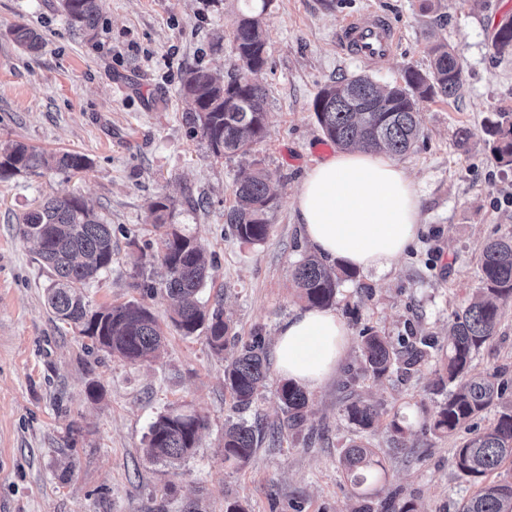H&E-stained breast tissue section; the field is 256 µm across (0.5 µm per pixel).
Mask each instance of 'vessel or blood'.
<instances>
[{
  "label": "vessel or blood",
  "instance_id": "b4317fda",
  "mask_svg": "<svg viewBox=\"0 0 512 512\" xmlns=\"http://www.w3.org/2000/svg\"><path fill=\"white\" fill-rule=\"evenodd\" d=\"M402 37L401 28L387 15L368 8L342 21L337 43L347 55L379 65L395 56Z\"/></svg>",
  "mask_w": 512,
  "mask_h": 512
}]
</instances>
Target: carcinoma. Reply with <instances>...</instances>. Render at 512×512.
Masks as SVG:
<instances>
[{"label": "carcinoma", "instance_id": "1", "mask_svg": "<svg viewBox=\"0 0 512 512\" xmlns=\"http://www.w3.org/2000/svg\"><path fill=\"white\" fill-rule=\"evenodd\" d=\"M271 0H244L233 24L238 74L224 82L205 67L187 70L181 80V96L190 104L187 123L190 134L207 142L216 157L247 153L267 134L266 96L254 76L266 64L264 15ZM71 24L90 35L101 20V0H61ZM11 34L20 46L35 53L40 34L16 26ZM494 48L512 54V19L494 34ZM430 64L423 71L414 66L403 70L402 81L381 86L368 76H355L323 87L314 99V112L327 140L338 148L372 149L388 155L407 153L419 138L417 103L435 98L451 99L462 87V68L455 50L444 42L431 45ZM486 134L494 138L499 162L512 166V109H500L484 121ZM89 161L78 152L46 155L22 143L0 151V176L38 169L73 174L85 170ZM278 190L258 167L240 172L235 204L224 214L238 239L249 245L264 243L271 232L269 213L277 204ZM160 226L165 228L158 259L166 269L164 291L173 303L171 322L183 335L203 329L209 346L217 353L227 349L229 323L221 304L208 309L198 298L209 274L203 250L195 239L167 223L172 200L151 202ZM24 242L51 270L52 283L46 302L53 313L80 330L106 351L130 362H151L163 348V332L157 317L144 305L129 301L94 309L85 301L82 288L112 264V231L79 196L54 197L19 219ZM481 287L455 315L444 353L448 383L469 373L473 356L493 339L502 315L501 305L512 302V236L487 243L480 255ZM299 297L310 307H325L336 299L339 272L316 255L303 257L293 270ZM425 341L410 344L397 355L384 336H365L361 345L360 371L375 378L384 376L397 359L404 369L420 361ZM224 385L235 407L248 408L267 378L264 339L260 336L224 357ZM502 396L495 376H472L450 391L435 410L430 428L451 433L488 409ZM284 414L280 429L300 432L307 421V392L290 381L278 386ZM348 420L362 430L372 429L379 413L361 397L348 403ZM204 420L181 407H171L151 424L146 455L174 466L186 460L195 448ZM261 424L230 422L224 429V463L247 465L262 440ZM374 449L351 445L342 463L353 490H358L377 471ZM463 474L481 480L461 512H512V481H487L485 477L512 461V407L498 412L493 424L473 434L455 454Z\"/></svg>", "mask_w": 512, "mask_h": 512}]
</instances>
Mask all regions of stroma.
Segmentation results:
<instances>
[{
    "label": "stroma",
    "instance_id": "stroma-1",
    "mask_svg": "<svg viewBox=\"0 0 512 512\" xmlns=\"http://www.w3.org/2000/svg\"><path fill=\"white\" fill-rule=\"evenodd\" d=\"M59 0H0V146L25 143L46 152L77 151L90 161L71 177L56 170L0 178V512H387L389 499L416 512H458L478 489L456 467L455 452L472 430L490 426L486 411L448 436L427 420L446 399L441 349L448 323L481 286L485 244L512 235V167L498 163L483 119L512 109V54L495 53V27L512 17V0H272L265 16L267 63L257 81L267 94L268 132L245 156L212 155L191 137L179 94L183 73L201 65L229 78L237 71L233 22L242 0H102L97 35L69 24ZM373 7L404 39L395 57L375 66L338 46L342 20ZM18 25L42 37L39 52L13 40ZM460 57L457 98L417 105L421 135L398 162L421 198L416 242L384 274L343 279L333 310L352 347L335 378L309 391L302 432L264 438L251 464L225 467L224 424L272 426L282 416L271 370L250 409L239 413L224 386V359L203 333L171 323L154 258L162 231L149 209L159 195L174 203L172 222L206 248L212 266L202 300H220L231 335L273 344L279 325L304 309L291 271L310 248L291 202L322 157L325 136L313 102L325 85L356 75L385 85L406 66L427 69L432 43ZM469 129L458 144V129ZM263 168L279 189L263 244L240 242L224 222L238 173ZM82 196L112 230V264L83 290L95 308L136 301L159 319L161 355L131 363L94 346L44 303L49 268L19 233V217L37 202ZM394 347L428 337L434 347L416 369L376 378L359 369L363 336ZM473 374H496L512 406V303L497 334L475 353ZM96 397H89L88 386ZM379 411L371 431L352 425L350 396ZM185 406L206 421L178 469L152 462L144 437L155 418ZM399 421L404 434L390 430ZM369 442L385 471L366 499L354 497L340 464L355 441Z\"/></svg>",
    "mask_w": 512,
    "mask_h": 512
}]
</instances>
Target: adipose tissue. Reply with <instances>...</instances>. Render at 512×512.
Instances as JSON below:
<instances>
[{
  "label": "adipose tissue",
  "instance_id": "adipose-tissue-1",
  "mask_svg": "<svg viewBox=\"0 0 512 512\" xmlns=\"http://www.w3.org/2000/svg\"><path fill=\"white\" fill-rule=\"evenodd\" d=\"M294 210L305 242L327 262L385 272L413 244L421 200L403 166L351 149L309 170ZM349 347V330L335 311L308 308L281 323L274 357L284 378L316 389L335 376Z\"/></svg>",
  "mask_w": 512,
  "mask_h": 512
}]
</instances>
